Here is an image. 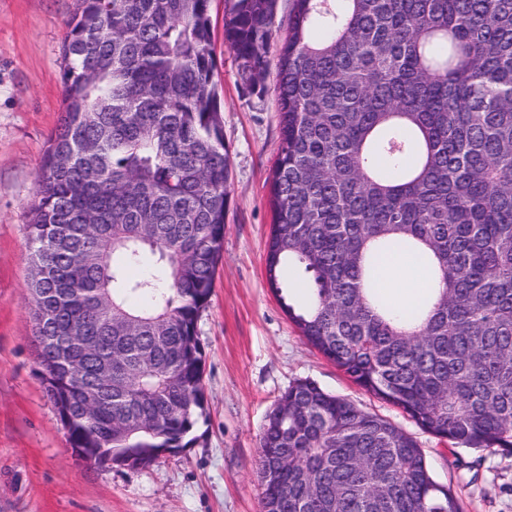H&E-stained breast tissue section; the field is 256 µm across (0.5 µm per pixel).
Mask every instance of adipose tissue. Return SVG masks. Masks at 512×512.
Instances as JSON below:
<instances>
[{"mask_svg": "<svg viewBox=\"0 0 512 512\" xmlns=\"http://www.w3.org/2000/svg\"><path fill=\"white\" fill-rule=\"evenodd\" d=\"M378 284L398 311L410 312L418 306L432 282L425 277L413 254L396 251L383 259Z\"/></svg>", "mask_w": 512, "mask_h": 512, "instance_id": "ef3b65f1", "label": "adipose tissue"}]
</instances>
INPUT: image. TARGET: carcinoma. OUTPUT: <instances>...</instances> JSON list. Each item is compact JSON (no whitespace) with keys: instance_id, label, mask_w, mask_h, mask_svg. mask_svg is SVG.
Returning <instances> with one entry per match:
<instances>
[{"instance_id":"carcinoma-1","label":"carcinoma","mask_w":512,"mask_h":512,"mask_svg":"<svg viewBox=\"0 0 512 512\" xmlns=\"http://www.w3.org/2000/svg\"><path fill=\"white\" fill-rule=\"evenodd\" d=\"M75 2L26 288L70 447L142 469L205 410L231 181L211 0ZM276 3L224 0L241 84L276 71L270 287L309 273L285 309L310 346L449 444L512 454V0H291L283 36ZM415 247L439 287L401 316L378 269ZM258 474L261 512H459L412 437L312 380L269 414ZM282 295L286 303L294 305L296 308L303 307L308 302L309 288L308 276L302 271L289 270L282 281ZM304 287V288H302Z\"/></svg>"}]
</instances>
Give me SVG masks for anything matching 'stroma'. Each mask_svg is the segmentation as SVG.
I'll return each instance as SVG.
<instances>
[{
  "label": "stroma",
  "instance_id": "1",
  "mask_svg": "<svg viewBox=\"0 0 512 512\" xmlns=\"http://www.w3.org/2000/svg\"><path fill=\"white\" fill-rule=\"evenodd\" d=\"M75 0H0V512H260L259 433L280 396L309 379L377 414L422 449L462 512H512V454L459 450L353 383L310 346L285 307L305 306L308 277L281 292L264 263L278 145L272 89L241 84L224 46V0H212L213 55L231 156L224 254L197 333L206 414L194 443L142 469L79 460L46 397L26 292L28 207L62 117L65 22Z\"/></svg>",
  "mask_w": 512,
  "mask_h": 512
}]
</instances>
